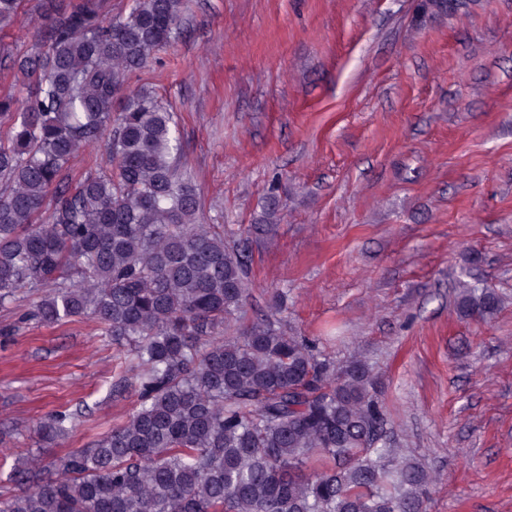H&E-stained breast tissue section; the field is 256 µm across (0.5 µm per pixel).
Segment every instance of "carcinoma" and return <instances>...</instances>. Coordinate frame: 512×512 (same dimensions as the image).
I'll return each mask as SVG.
<instances>
[{
    "mask_svg": "<svg viewBox=\"0 0 512 512\" xmlns=\"http://www.w3.org/2000/svg\"><path fill=\"white\" fill-rule=\"evenodd\" d=\"M21 0H0V32ZM184 0H40L39 46L0 41V308L95 319L126 349L136 401L112 432L26 457L0 512H421L428 474L387 447L370 369L338 366L269 320L231 328L245 260L202 220L173 107L129 75L181 34ZM104 146L78 179L71 163ZM466 307L495 309L487 291ZM78 414L38 426L52 443Z\"/></svg>",
    "mask_w": 512,
    "mask_h": 512,
    "instance_id": "cac0c4a2",
    "label": "carcinoma"
}]
</instances>
